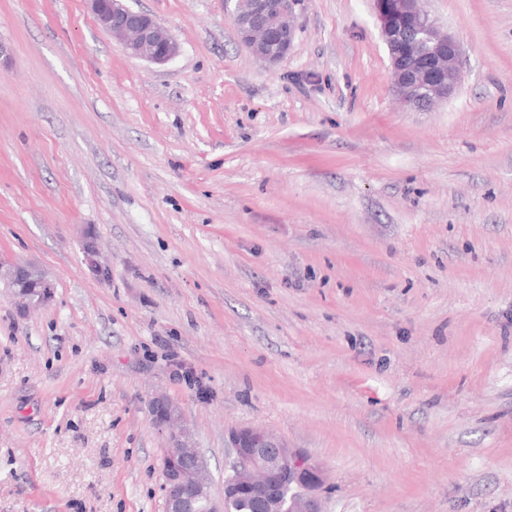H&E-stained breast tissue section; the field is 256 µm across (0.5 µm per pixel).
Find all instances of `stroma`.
<instances>
[{"instance_id": "stroma-1", "label": "stroma", "mask_w": 512, "mask_h": 512, "mask_svg": "<svg viewBox=\"0 0 512 512\" xmlns=\"http://www.w3.org/2000/svg\"><path fill=\"white\" fill-rule=\"evenodd\" d=\"M126 4L173 60L86 0H0V258L54 284L27 315L0 281V512H165L156 391L215 498L256 426L322 512H512V0H423L464 59L425 112L375 0H301L275 65L231 0ZM97 24L110 33L130 57L163 65L175 58L178 42L155 19L135 11L126 0H87ZM83 253L85 262L91 272L100 280H106L110 273L109 265L103 263L99 258L98 248L94 241V238L89 236L86 237Z\"/></svg>"}]
</instances>
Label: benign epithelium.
<instances>
[{
    "mask_svg": "<svg viewBox=\"0 0 512 512\" xmlns=\"http://www.w3.org/2000/svg\"><path fill=\"white\" fill-rule=\"evenodd\" d=\"M233 22L238 40L253 55L269 64L284 60L293 44L300 0H233ZM100 28L110 33L130 57L163 65L175 58L178 42L155 19L124 5V0H88ZM380 34L395 75L394 89L401 100L427 111L448 100L459 87L462 53L451 35H443L437 22L420 7V0H376ZM83 253L91 272L100 280L110 267L99 258L94 238H86ZM0 277L33 281L38 294L13 295L22 311L47 305L52 285L34 267L0 261ZM151 423L165 433L162 486L165 512H190L209 499L210 481L204 458L178 403L166 394L154 395L147 406ZM225 447L233 458L224 481V498L260 495L269 512H321L325 488L323 469L307 454L275 433L258 427L227 432ZM291 483L297 493L286 499L275 492L278 483Z\"/></svg>",
    "mask_w": 512,
    "mask_h": 512,
    "instance_id": "obj_1",
    "label": "benign epithelium"
}]
</instances>
